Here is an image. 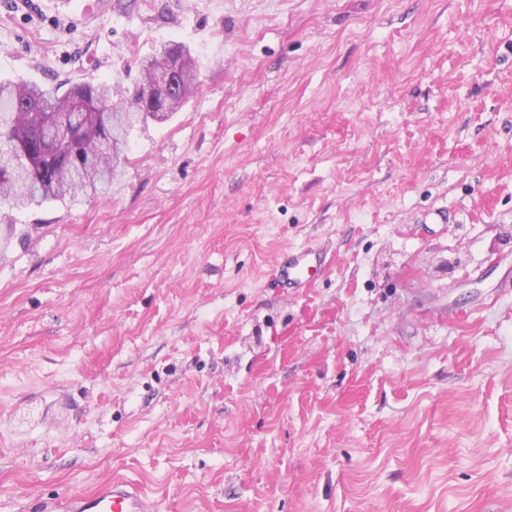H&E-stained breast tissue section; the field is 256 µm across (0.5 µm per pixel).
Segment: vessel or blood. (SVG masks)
Listing matches in <instances>:
<instances>
[{
    "label": "vessel or blood",
    "mask_w": 512,
    "mask_h": 512,
    "mask_svg": "<svg viewBox=\"0 0 512 512\" xmlns=\"http://www.w3.org/2000/svg\"><path fill=\"white\" fill-rule=\"evenodd\" d=\"M328 253L321 248L288 252L276 267L275 278L286 288L314 287L317 276L329 267ZM36 512H153V504L135 483L115 480L88 495L39 500Z\"/></svg>",
    "instance_id": "b4317fda"
}]
</instances>
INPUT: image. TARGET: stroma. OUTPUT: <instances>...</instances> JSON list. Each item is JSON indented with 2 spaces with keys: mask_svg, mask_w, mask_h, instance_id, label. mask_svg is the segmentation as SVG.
I'll list each match as a JSON object with an SVG mask.
<instances>
[{
  "mask_svg": "<svg viewBox=\"0 0 512 512\" xmlns=\"http://www.w3.org/2000/svg\"><path fill=\"white\" fill-rule=\"evenodd\" d=\"M165 42L109 198L0 207V512H512V0H0L1 79ZM331 261L322 248L289 251L278 261L275 278L283 288H314L317 276L329 267ZM35 512H152L153 503L135 483L113 480L88 495L39 500Z\"/></svg>",
  "mask_w": 512,
  "mask_h": 512,
  "instance_id": "1",
  "label": "stroma"
}]
</instances>
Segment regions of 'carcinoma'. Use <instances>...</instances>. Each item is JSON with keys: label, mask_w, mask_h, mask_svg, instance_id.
Here are the masks:
<instances>
[{"label": "carcinoma", "mask_w": 512, "mask_h": 512, "mask_svg": "<svg viewBox=\"0 0 512 512\" xmlns=\"http://www.w3.org/2000/svg\"><path fill=\"white\" fill-rule=\"evenodd\" d=\"M162 48L167 56L157 52L140 60V79L130 90L120 91L109 80L76 83L65 92L61 84L0 81V139L21 133L14 126L16 114L60 111L78 94L107 113L100 129L73 133L60 152L44 153L35 133H27L35 147V171L0 164V204L25 208L53 201L77 202L90 192L108 194L135 128L148 122V117L140 119L138 115L179 111L196 84V69L169 68V55H183L185 50L171 43Z\"/></svg>", "instance_id": "carcinoma-1"}]
</instances>
